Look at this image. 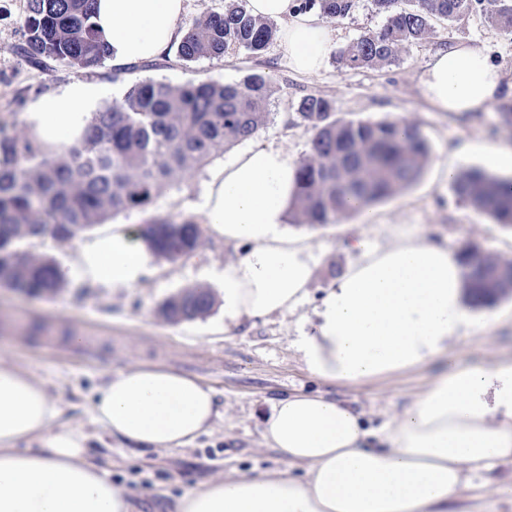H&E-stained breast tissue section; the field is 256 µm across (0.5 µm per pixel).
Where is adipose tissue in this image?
I'll list each match as a JSON object with an SVG mask.
<instances>
[{
	"mask_svg": "<svg viewBox=\"0 0 512 512\" xmlns=\"http://www.w3.org/2000/svg\"><path fill=\"white\" fill-rule=\"evenodd\" d=\"M187 0H98L94 22L113 62L158 58L178 43ZM254 17L280 21V45L292 69L319 73L337 32L299 0H249ZM441 112H486L512 97L484 49L458 43L431 55L418 78ZM111 85L76 80L39 98L26 129L43 150L61 154L79 142L93 111L111 104ZM457 162L479 157L512 179V144L463 142ZM298 164L288 152L258 145L212 172L204 232L240 248L225 263L224 324L289 312L309 294L315 262L309 238L288 226ZM357 259L326 289L313 331L297 347L316 378L359 387L417 369L472 325L459 254L411 235L376 247L348 239ZM153 253L137 225H118L82 241L75 264L82 281L131 290L153 272ZM95 419L136 448L182 447L218 415L214 391L156 364L112 375L95 393ZM61 407L45 388L0 366V512H133L108 472L86 453V435L58 426ZM263 436L281 456L274 472L238 473L177 498L174 512H451L472 479L512 465V360L438 376L382 428L366 425L351 403L320 393L276 401Z\"/></svg>",
	"mask_w": 512,
	"mask_h": 512,
	"instance_id": "1",
	"label": "adipose tissue"
}]
</instances>
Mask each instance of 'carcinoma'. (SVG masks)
Returning <instances> with one entry per match:
<instances>
[{
	"label": "carcinoma",
	"mask_w": 512,
	"mask_h": 512,
	"mask_svg": "<svg viewBox=\"0 0 512 512\" xmlns=\"http://www.w3.org/2000/svg\"><path fill=\"white\" fill-rule=\"evenodd\" d=\"M95 0H26L23 54L39 67L52 61L94 69L109 58L93 21ZM384 25L360 36L341 60L350 69L394 61L422 41L434 18L453 21L472 9L470 0H373ZM487 20L512 31V0H490ZM330 18L349 15L355 0H303ZM272 22L253 17L238 0L224 11L195 21L177 53L188 63L221 56L231 46L258 57L273 41ZM268 85L254 73L242 82L214 81L172 86L153 81L130 84L122 98L91 115L84 139L61 155L42 151L0 121V287L53 297L63 278L51 258L34 259L25 246L47 236L58 242L119 214L147 213L160 188L201 168L224 149L253 137L266 120L260 111ZM297 118L314 130L310 154L298 162L299 195L291 212L311 226L331 224L353 203L371 206L397 189L415 184L430 159V146L417 129L400 121L336 118L333 100L307 94ZM457 197L497 223L512 227V184L472 168L452 184ZM141 234L153 253L167 261L191 257L203 245L192 219L152 216ZM472 301L488 306L512 292V262L486 254L476 244L461 251ZM213 306L212 294L190 289L161 305L173 323L192 321Z\"/></svg>",
	"instance_id": "cac0c4a2"
}]
</instances>
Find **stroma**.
<instances>
[{
    "mask_svg": "<svg viewBox=\"0 0 512 512\" xmlns=\"http://www.w3.org/2000/svg\"><path fill=\"white\" fill-rule=\"evenodd\" d=\"M25 16L26 0H0V118L24 115L40 96L76 78L113 85L121 94L135 81L233 84L259 73L267 81L269 95L261 106L268 119L257 138L284 148L294 159H302L311 149L313 131L296 118L297 100L306 93L332 99L340 119H402L417 126L431 147L420 181L375 204V223L357 224L347 216L312 228L315 275L302 305L291 312L242 320L229 331L224 328L221 277L225 263L234 260L238 251L223 242L205 238L203 247L213 257L209 268L189 259L170 262L157 257L155 276L138 288L118 291L81 285L73 266L75 241L48 238L29 246L34 258L57 261L64 286L52 298L0 288V365L46 388L62 409L60 424L87 435L89 455L110 471L113 485L131 499L136 512H170L174 498L186 488L238 471L282 467L281 456L263 438L262 421L272 403L288 394L319 391L352 402L367 423L377 427L420 395L441 371L512 357V294L474 308L472 330L450 341L443 357L360 388L313 377L294 344L297 336L309 331L313 310L331 281L356 261V254L346 247L350 237L363 235L385 247L416 231L451 250L475 243L492 256L512 260V228L459 201L438 172L440 164L450 161L456 145L501 140L497 112H440L418 87V75L430 55L461 39L484 45L492 61L502 66L506 80L512 81V32L488 23L484 7L451 22L432 20L426 39L403 49L391 64L353 70L339 63L340 50L385 22L371 0H356L347 17L331 19L338 31L337 46L322 71L311 76L293 71L276 41L258 58L232 47L224 56L189 64L172 47L163 67L119 76L110 61L93 73L55 63L36 68L19 50L25 40ZM247 147V142L237 143L210 165L164 185L154 214L201 220L204 187L212 170ZM194 288L211 292L210 312L190 322L168 321L161 312L164 300ZM70 334L82 336L81 347L64 343V336ZM142 363L191 375L215 391L218 417L209 433L174 450L130 448L94 422L90 412L94 391L111 375ZM511 481L512 466L474 481L457 502V512H512V499L500 493L501 485Z\"/></svg>",
    "mask_w": 512,
    "mask_h": 512,
    "instance_id": "35a3bbf8",
    "label": "stroma"
}]
</instances>
